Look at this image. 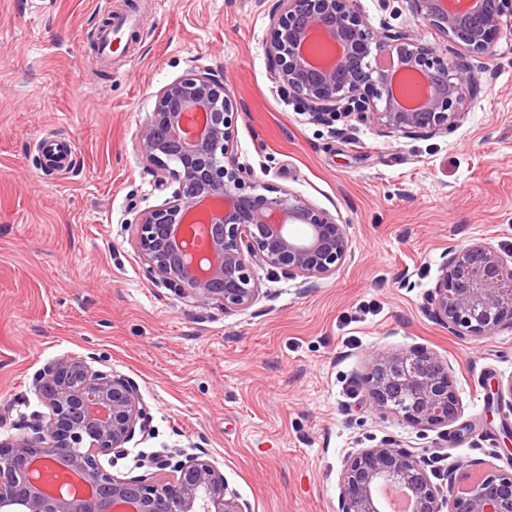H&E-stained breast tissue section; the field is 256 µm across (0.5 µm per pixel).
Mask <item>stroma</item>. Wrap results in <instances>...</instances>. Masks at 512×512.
I'll use <instances>...</instances> for the list:
<instances>
[{
  "label": "stroma",
  "mask_w": 512,
  "mask_h": 512,
  "mask_svg": "<svg viewBox=\"0 0 512 512\" xmlns=\"http://www.w3.org/2000/svg\"><path fill=\"white\" fill-rule=\"evenodd\" d=\"M140 33L114 72L97 28L124 0H0V438L41 412L33 380L64 356L134 381L150 433L114 467L181 448L206 453L252 512H336L343 458L391 439L424 453L434 483L512 473V330L454 335L426 313L449 244L512 252V36L480 73L453 132L389 138L312 122L269 76L277 0H135ZM373 27L416 29L404 0H358ZM221 72L239 114L234 152L256 180L346 224L336 276L255 268L264 298L224 313L156 281L136 217L168 192L136 135L165 84ZM413 345L447 360L462 407L422 430L375 411L357 377Z\"/></svg>",
  "instance_id": "stroma-1"
}]
</instances>
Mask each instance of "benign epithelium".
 I'll use <instances>...</instances> for the list:
<instances>
[{
	"label": "benign epithelium",
	"mask_w": 512,
	"mask_h": 512,
	"mask_svg": "<svg viewBox=\"0 0 512 512\" xmlns=\"http://www.w3.org/2000/svg\"><path fill=\"white\" fill-rule=\"evenodd\" d=\"M414 21L448 47L412 31L372 27L357 0H278L266 38L272 80L317 123H374L391 138L446 133L466 116L480 78L448 51L492 56L512 0H404ZM239 109L221 76L192 70L162 86L137 150L170 196L142 211L135 246L149 273L180 295L226 313L265 297L254 267L305 281L342 268L346 225L297 193L263 185L233 152ZM426 312L449 332L482 337L512 329V254L484 242L448 247ZM360 381L377 411L421 429L461 415L447 362L424 346L372 358ZM47 413L0 440V512H251L210 460L188 455L114 474L125 445L145 434L137 385L86 361L61 357L34 379ZM107 463H102V460ZM385 484L402 487L408 512H512V474L477 478L447 495L424 456L385 441L342 461L336 512H384Z\"/></svg>",
	"instance_id": "7a95c632"
}]
</instances>
